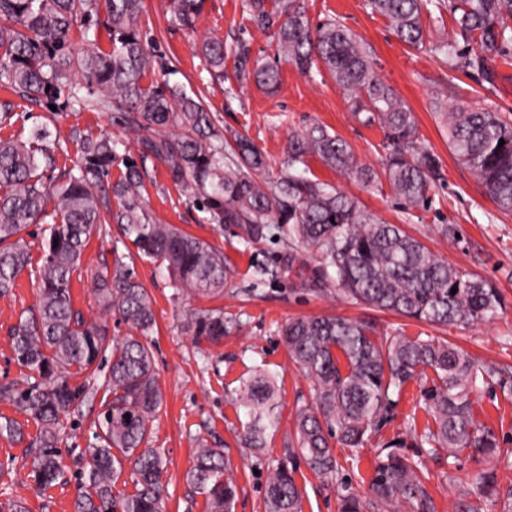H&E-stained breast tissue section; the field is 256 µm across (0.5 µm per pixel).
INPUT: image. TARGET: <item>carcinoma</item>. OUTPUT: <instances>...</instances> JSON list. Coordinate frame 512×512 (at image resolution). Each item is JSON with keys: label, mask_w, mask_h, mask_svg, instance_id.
<instances>
[{"label": "carcinoma", "mask_w": 512, "mask_h": 512, "mask_svg": "<svg viewBox=\"0 0 512 512\" xmlns=\"http://www.w3.org/2000/svg\"><path fill=\"white\" fill-rule=\"evenodd\" d=\"M433 1L453 18L452 36L440 46L450 68L483 67L512 55V0H367V7L386 17L401 41L420 48L426 36L422 15ZM203 3L173 0L174 20L193 28ZM243 8L257 28L270 33L284 62L302 70L318 62L325 66L348 92L354 111L367 113L365 122L383 130L385 176L393 191L411 205L427 204L432 184L441 179L439 160L423 146L413 113L375 72L368 48L336 19L312 29L302 0H244ZM142 13L143 0H0V88L33 104L61 98L69 112L106 108L143 130L180 126L184 133L179 136L140 138L141 159L164 162L173 182L204 197L215 223L238 225L246 244L273 235L276 224L288 225V270L316 293H337L446 327L499 315L501 298L487 280L460 273L400 225L375 221L342 192L297 168L316 156L340 172L374 181L372 171L354 162L346 142L324 127L313 125L291 136L288 173L276 189L264 190L254 178L264 164L255 145L237 135L224 156L226 139L203 104L180 86L151 77L156 66L145 45ZM99 16L106 49L89 38L84 25ZM460 41L474 44L478 52H460ZM201 53L210 75L224 77V42L206 40ZM77 74L83 82L73 80ZM254 76L271 92L280 83L274 64L257 68ZM444 116L452 151L474 171L499 210L512 213V119L463 106ZM70 139L81 162L47 186L43 178L60 147L48 126L34 127L26 140L0 138V297L10 295L17 278L32 266L27 228L48 225L34 270L38 301L11 332L13 360L32 375L22 384H1L0 398L37 424L39 433L29 445V477L46 489L62 472V420L95 399L99 389L111 393L95 421V443L85 449L88 470L73 512H162L164 461L149 447V435L164 395L143 342L156 325L151 297L120 256L112 275L98 276L100 312L120 317L134 330L114 340L104 320H88L74 309L72 278L93 229L102 223L120 225L139 257L164 267L177 295H219L233 270L208 242L145 212L137 164L126 166L115 186L101 183L117 158L110 137L75 129ZM112 193L121 199L115 210L109 206ZM307 253L319 260L309 262ZM187 328L197 340L217 342L226 332L224 312L199 311ZM281 333L291 360L314 387V401L297 413L294 433L288 435L289 455L303 456L315 474L336 473L331 441L362 447L397 405L395 396L405 384L429 370L437 383L422 397L434 427L419 435L420 442L450 456L465 449L496 454L495 436L480 427L472 411L478 382H487L495 371L482 368L463 349L446 340L398 334L377 340L371 323L336 316L295 318ZM102 363L107 372L99 385ZM82 375L85 379L76 381ZM240 406L247 416L242 447H264L267 431L279 425L273 377L257 370L244 385ZM127 463L135 492L116 495L113 488ZM294 473L283 463L268 477L266 512H299ZM185 481L205 498L208 512H234L237 486L224 449L199 443ZM370 492L368 500L342 497L340 512H431L422 462L392 450L378 456Z\"/></svg>", "instance_id": "obj_1"}]
</instances>
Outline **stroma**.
Segmentation results:
<instances>
[{"instance_id": "obj_1", "label": "stroma", "mask_w": 512, "mask_h": 512, "mask_svg": "<svg viewBox=\"0 0 512 512\" xmlns=\"http://www.w3.org/2000/svg\"><path fill=\"white\" fill-rule=\"evenodd\" d=\"M145 4L146 41L171 67L170 83L199 99L225 136L242 134L254 142L265 158L264 169L256 174L264 188H273L287 171L290 136L313 124L325 126L346 141L356 162L374 170L377 178L363 183L312 156L307 163L317 179L353 198L376 221L401 225L462 273L489 281L504 304L491 322L445 327L355 304L337 294H316L301 287L289 272L281 242L269 238L244 245L239 227L212 223L207 209L172 182L163 162L140 163V202L146 212L220 249L234 269L221 296L175 294L163 267L140 259L118 225L104 224L92 233L81 269L73 276L75 309L86 317L96 315L93 274L120 254L154 302L156 327L148 343L165 403L151 422L149 445L166 463L164 512H207L204 497L193 493L184 478L203 440L223 446L228 455L238 485L234 512H265L266 479L273 468L289 459L286 436L294 427L298 409L309 404L314 394L312 382L290 359L279 330L288 320L308 316L368 320L379 338L398 331L411 339H444L484 366L495 368V376L474 396L473 410L477 421L495 435L500 453L478 457L465 450L450 458L415 445L410 428L421 431L431 422L422 397L432 384L426 377L402 389L393 415L363 447L351 450L334 445L338 478L319 477L303 458L293 459L302 491L300 512H339L344 495H367L377 454L393 442L399 443L400 455L423 462L435 512H453L454 502L464 495L479 505L480 512H502V500L483 498L475 491L472 478L491 471L499 491L512 488V214L498 210L475 173L454 155L448 129L435 107L440 104L450 110L464 104L512 117V58L494 60L485 72L453 70L445 54L436 49L453 27L450 14L425 17V46L416 49L399 40L389 21L371 12L365 0H304L312 25L339 20L368 44L376 73L413 112L422 143L438 157L442 179L432 188L430 203L411 207L393 192L384 175L379 126L367 125L352 111L347 92L327 71L305 74L292 64H281L278 90L268 94L253 79L240 75L238 61L230 55L224 60L223 79L211 78L200 52V41L206 35L232 48L245 46L250 62L276 59L274 42L251 23L243 0H205L191 29L175 22L171 0H145ZM5 101L13 104L12 117L8 124H0V137L24 139L38 125L48 126L57 135L60 148L50 171L54 177L73 167L80 157L70 138L72 129L108 133L122 147L136 145L143 135L122 114L105 108L54 111L48 104L32 105L0 89V103ZM445 224L455 225L458 238L442 235ZM36 301V278L27 272L18 278L10 296L0 297V383L22 381L27 374L12 359L9 334L20 314ZM212 308L223 309L225 318L238 324L217 343L195 339L187 329L191 314ZM258 368L277 381L280 424L277 430L268 431L264 448L252 450L241 445L246 418L236 398ZM99 410V404L85 403L65 420L60 442L64 476L43 490L28 476L31 457L26 443L37 432L35 424H24L23 441L0 436V500L8 496L24 499L29 512H72L84 470L79 455L94 442Z\"/></svg>"}]
</instances>
